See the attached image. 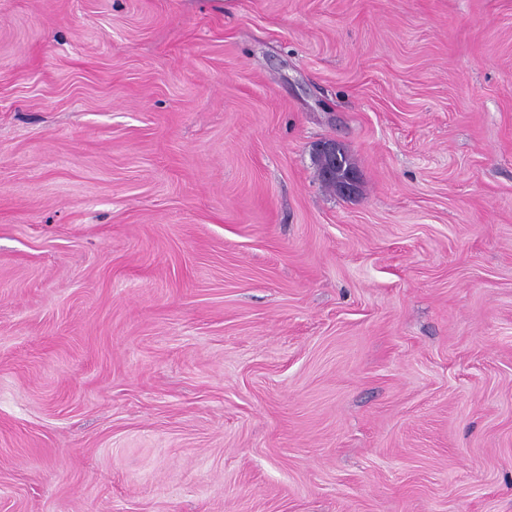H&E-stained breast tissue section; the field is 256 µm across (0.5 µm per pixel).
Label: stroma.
Here are the masks:
<instances>
[{
  "mask_svg": "<svg viewBox=\"0 0 512 512\" xmlns=\"http://www.w3.org/2000/svg\"><path fill=\"white\" fill-rule=\"evenodd\" d=\"M0 512H512V0H0ZM316 157L319 158L320 161L328 167V169H331L336 162L334 177L327 178L325 176V169L321 162L318 161V170L323 182L337 191V179H344L347 176L346 180L339 185V189L343 194H352L357 183L358 176L355 172L349 173L350 170H355V168L344 148L338 146L336 152L335 143L323 142L316 150Z\"/></svg>",
  "mask_w": 512,
  "mask_h": 512,
  "instance_id": "35a3bbf8",
  "label": "stroma"
}]
</instances>
